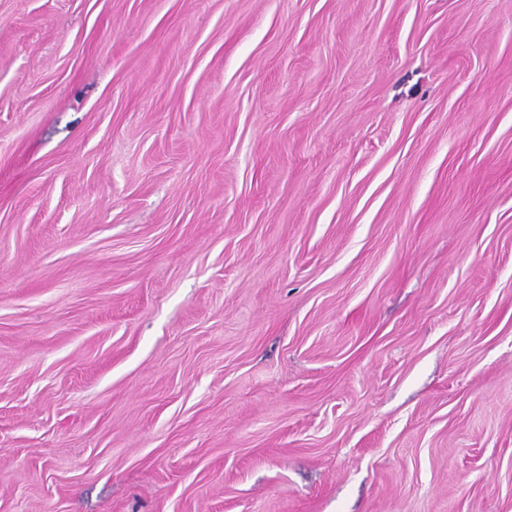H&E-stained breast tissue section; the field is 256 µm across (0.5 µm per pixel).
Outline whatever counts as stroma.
I'll return each instance as SVG.
<instances>
[{
    "label": "stroma",
    "instance_id": "stroma-1",
    "mask_svg": "<svg viewBox=\"0 0 512 512\" xmlns=\"http://www.w3.org/2000/svg\"><path fill=\"white\" fill-rule=\"evenodd\" d=\"M0 512H512V0H0Z\"/></svg>",
    "mask_w": 512,
    "mask_h": 512
}]
</instances>
